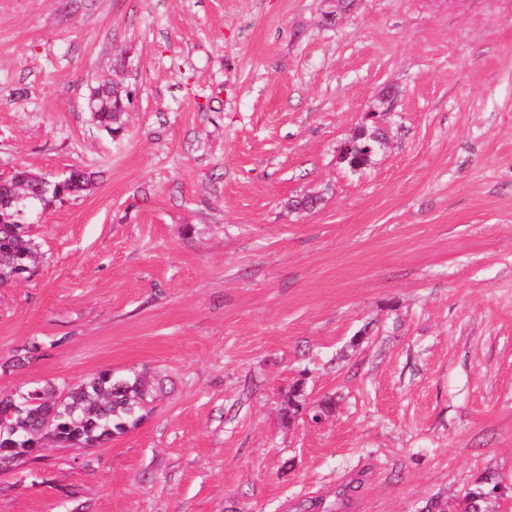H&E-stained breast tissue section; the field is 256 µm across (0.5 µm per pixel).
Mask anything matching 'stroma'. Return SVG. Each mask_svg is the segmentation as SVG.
Returning a JSON list of instances; mask_svg holds the SVG:
<instances>
[{
  "mask_svg": "<svg viewBox=\"0 0 512 512\" xmlns=\"http://www.w3.org/2000/svg\"><path fill=\"white\" fill-rule=\"evenodd\" d=\"M20 167L90 183L0 287V390L166 383L100 447L0 466V512H307L356 477L415 512L487 472L512 512V0H0ZM89 111L95 119L112 133L118 132L120 126L118 120L125 112L124 91L112 86L103 84L96 88L88 103ZM383 139V135L377 130H370L368 127L360 128L352 137V141L354 142L353 150H350L352 155H361L363 154V158L360 162V165H364L369 162L372 156L376 153V151L381 147L382 143L380 140ZM371 147V152L367 154L369 151L367 147ZM372 153V154H371Z\"/></svg>",
  "mask_w": 512,
  "mask_h": 512,
  "instance_id": "35a3bbf8",
  "label": "stroma"
}]
</instances>
